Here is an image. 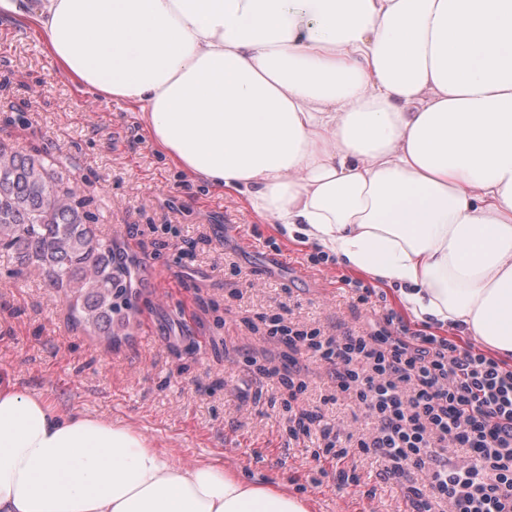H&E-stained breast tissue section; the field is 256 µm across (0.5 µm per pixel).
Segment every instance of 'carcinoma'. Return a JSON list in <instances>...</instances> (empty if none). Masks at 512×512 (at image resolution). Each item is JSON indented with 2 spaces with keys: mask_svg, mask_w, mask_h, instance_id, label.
Instances as JSON below:
<instances>
[{
  "mask_svg": "<svg viewBox=\"0 0 512 512\" xmlns=\"http://www.w3.org/2000/svg\"><path fill=\"white\" fill-rule=\"evenodd\" d=\"M89 203L67 174L0 143V248L62 292L72 324L110 347L139 310L137 260L98 235Z\"/></svg>",
  "mask_w": 512,
  "mask_h": 512,
  "instance_id": "1",
  "label": "carcinoma"
}]
</instances>
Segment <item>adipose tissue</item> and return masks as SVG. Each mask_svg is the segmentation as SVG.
<instances>
[{"label":"adipose tissue","instance_id":"obj_1","mask_svg":"<svg viewBox=\"0 0 512 512\" xmlns=\"http://www.w3.org/2000/svg\"><path fill=\"white\" fill-rule=\"evenodd\" d=\"M1 18L190 177L512 355V0H0ZM0 512L311 505L0 383Z\"/></svg>","mask_w":512,"mask_h":512}]
</instances>
